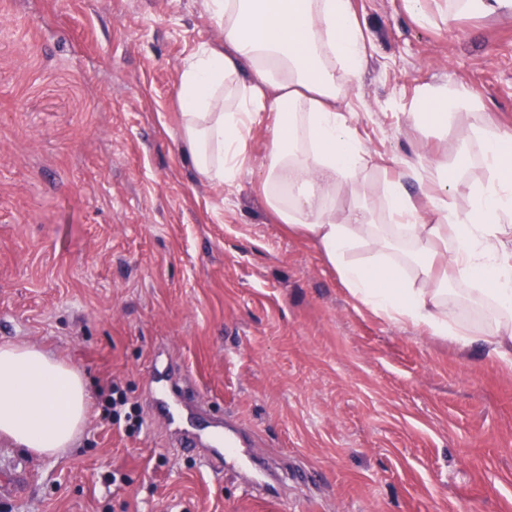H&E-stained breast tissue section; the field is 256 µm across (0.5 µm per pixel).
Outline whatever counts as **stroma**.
<instances>
[{
  "label": "stroma",
  "mask_w": 512,
  "mask_h": 512,
  "mask_svg": "<svg viewBox=\"0 0 512 512\" xmlns=\"http://www.w3.org/2000/svg\"><path fill=\"white\" fill-rule=\"evenodd\" d=\"M368 63L343 90L381 189L405 155L453 157L481 112L512 134V15L418 24L408 0H353ZM223 41L207 0H0V345L79 370L76 444L37 457L0 439V512H512V372L480 344L357 305L310 239L275 223L256 179L202 180L177 140L180 73ZM474 92L421 140L424 90ZM212 431L245 432L281 476L178 448L153 414L154 354ZM143 426L101 419L112 390Z\"/></svg>",
  "instance_id": "obj_1"
}]
</instances>
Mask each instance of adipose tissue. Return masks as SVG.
<instances>
[{
    "mask_svg": "<svg viewBox=\"0 0 512 512\" xmlns=\"http://www.w3.org/2000/svg\"><path fill=\"white\" fill-rule=\"evenodd\" d=\"M209 6L224 42L201 45L178 87V138L201 179L235 182L253 130L264 126L258 184L273 217L317 243L359 305L465 346L481 343L512 369V135L477 117L452 160L424 166L402 158L381 195L367 198L359 175L369 151L342 106L343 84L367 63L352 0ZM472 96L463 84L425 91L415 128L423 135L446 129ZM476 164L487 176L471 186L467 207H458L457 175ZM408 178L422 199L405 187ZM341 188L348 204L337 202ZM431 213L436 223L428 222ZM381 215L390 230L376 229ZM88 410L78 370L33 346H0L1 436L54 457L73 446Z\"/></svg>",
    "mask_w": 512,
    "mask_h": 512,
    "instance_id": "ef3b65f1",
    "label": "adipose tissue"
}]
</instances>
